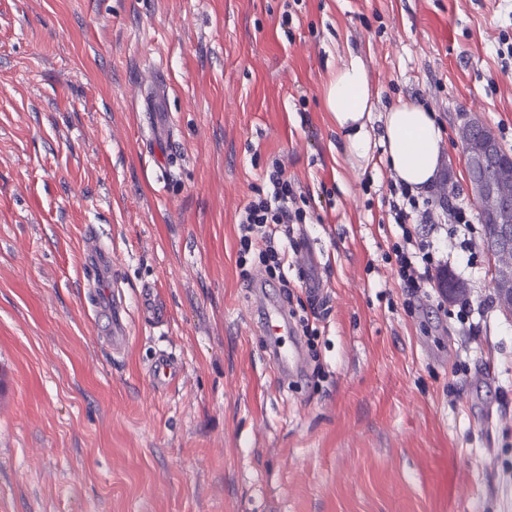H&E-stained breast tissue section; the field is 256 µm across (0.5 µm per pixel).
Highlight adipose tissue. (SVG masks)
I'll list each match as a JSON object with an SVG mask.
<instances>
[{
	"label": "adipose tissue",
	"mask_w": 512,
	"mask_h": 512,
	"mask_svg": "<svg viewBox=\"0 0 512 512\" xmlns=\"http://www.w3.org/2000/svg\"><path fill=\"white\" fill-rule=\"evenodd\" d=\"M371 88L361 59L348 54L330 80L325 105L336 130L343 136L346 154L364 158L371 141L367 122L371 116ZM382 144L397 179L411 193L425 191L436 179L444 136L432 113L414 104H402L384 117Z\"/></svg>",
	"instance_id": "obj_1"
}]
</instances>
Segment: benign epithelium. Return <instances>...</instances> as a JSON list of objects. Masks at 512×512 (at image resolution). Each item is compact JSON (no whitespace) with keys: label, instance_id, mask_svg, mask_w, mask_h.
Wrapping results in <instances>:
<instances>
[{"label":"benign epithelium","instance_id":"1","mask_svg":"<svg viewBox=\"0 0 512 512\" xmlns=\"http://www.w3.org/2000/svg\"><path fill=\"white\" fill-rule=\"evenodd\" d=\"M499 154L495 139L476 134L465 148L466 164L471 171L467 191L480 217L489 216L496 233L485 239V249L494 262V293L500 307L512 313V201L501 189L500 167L486 171L487 160Z\"/></svg>","mask_w":512,"mask_h":512}]
</instances>
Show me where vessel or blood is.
I'll use <instances>...</instances> for the list:
<instances>
[{
    "mask_svg": "<svg viewBox=\"0 0 512 512\" xmlns=\"http://www.w3.org/2000/svg\"><path fill=\"white\" fill-rule=\"evenodd\" d=\"M259 300V318L256 330L265 341V352L274 367L277 380L285 382L302 371V344L300 341L285 342L283 334L288 329V318L284 310L269 305L264 289H256ZM140 317L150 323H161L166 311L153 288H141L136 296ZM101 308L109 317L108 335L113 350L119 351L128 342V309L120 298L102 300ZM181 365L171 354L157 353L151 364L152 384L154 389H166L172 381L179 378Z\"/></svg>",
    "mask_w": 512,
    "mask_h": 512,
    "instance_id": "b4317fda",
    "label": "vessel or blood"
}]
</instances>
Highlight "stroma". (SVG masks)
<instances>
[{"mask_svg":"<svg viewBox=\"0 0 512 512\" xmlns=\"http://www.w3.org/2000/svg\"><path fill=\"white\" fill-rule=\"evenodd\" d=\"M512 0H0V512H512V317L493 262L433 237L482 310L407 306L381 115L445 131L435 220L469 205L459 115L512 153ZM374 94L346 155L326 87L348 52ZM162 113L156 134L141 112ZM300 186L320 319L294 313L303 372L279 385L239 275L237 213L273 159ZM453 185V198L442 188ZM96 237L130 310L106 338ZM166 326L145 324L142 285ZM183 373L156 391L148 365ZM493 421H486V413ZM139 316L146 322L161 323L166 317V310L159 301L153 288H141L136 296Z\"/></svg>","mask_w":512,"mask_h":512,"instance_id":"1","label":"stroma"}]
</instances>
